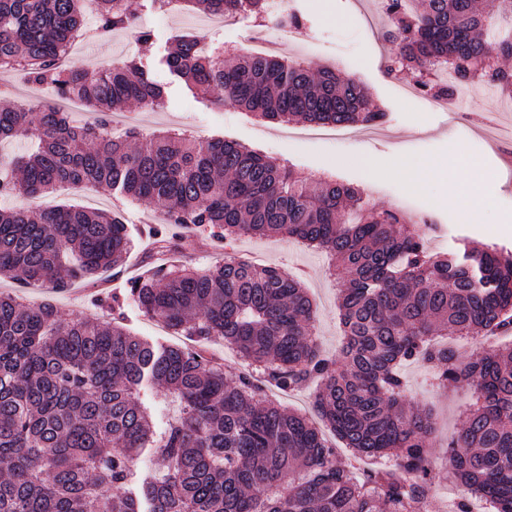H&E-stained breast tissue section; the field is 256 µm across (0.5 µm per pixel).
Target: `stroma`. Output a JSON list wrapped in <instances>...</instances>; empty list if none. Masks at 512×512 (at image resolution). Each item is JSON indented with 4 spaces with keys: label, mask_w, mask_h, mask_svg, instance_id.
Returning <instances> with one entry per match:
<instances>
[{
    "label": "stroma",
    "mask_w": 512,
    "mask_h": 512,
    "mask_svg": "<svg viewBox=\"0 0 512 512\" xmlns=\"http://www.w3.org/2000/svg\"><path fill=\"white\" fill-rule=\"evenodd\" d=\"M376 0H296L307 20L301 28L299 43L283 48L290 59L299 58L306 44L320 48L319 63L336 70L342 77L360 84L376 109L385 112L377 125L356 126L357 139L351 144L338 143L334 136L316 132L306 123H271L256 118L236 105L212 104L193 94L184 81L172 76L164 59L172 48L175 34L185 33L205 41L245 44L250 22L231 28L205 25L200 12H184L161 16L150 0H130V9L141 27L153 34V46L142 57L150 78L165 92L164 105L145 112L128 104L124 113L131 115L139 130L152 133L161 129H188L200 142L226 139L243 144L262 155L291 166L309 183L333 176L360 188L369 208L376 211L400 210L411 216L428 215L439 224L452 227L447 242L438 250L462 244L498 247L512 250V168H505L501 157L512 151V141L490 143L491 135L512 131V111H503L499 92L482 85H472L460 107V117L430 109L424 101H408L400 96L402 85L411 83L410 74L388 77L384 71L390 47L382 38L384 18L375 14ZM121 32L96 34L81 44L75 55L77 66L93 69L125 60L133 54ZM397 154L409 162L434 160L442 164L440 174L428 183L414 187L401 175L378 176L365 163L368 155ZM478 165L490 185L472 215H463L447 201L449 182L469 188L468 165ZM117 200L106 187H65L41 199V206L79 204L90 209L110 210ZM135 246L125 270L128 276L140 275L152 260L151 222L159 218V210L141 202L123 213ZM182 261L205 267L223 261L225 251L261 264L280 267L301 280L314 309V333L321 347L336 353L341 344L337 293L340 279L326 254L310 250L302 244L279 235L263 238L244 237L224 248L207 235L198 234L178 242ZM112 273L102 280L77 285L69 292L48 296L40 288H19L12 280L0 277V292H17L33 299H51L63 318H96L99 308L91 306L100 281H112ZM407 398L417 406L432 408L436 416L434 450L431 469L437 478L430 494L429 512H450L453 504L467 495L466 489L444 480L449 468L448 443L460 432L466 411L474 402L467 387L440 388L429 367L421 362L404 366Z\"/></svg>",
    "instance_id": "35a3bbf8"
}]
</instances>
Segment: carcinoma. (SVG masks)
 Listing matches in <instances>:
<instances>
[{"instance_id": "carcinoma-1", "label": "carcinoma", "mask_w": 512, "mask_h": 512, "mask_svg": "<svg viewBox=\"0 0 512 512\" xmlns=\"http://www.w3.org/2000/svg\"><path fill=\"white\" fill-rule=\"evenodd\" d=\"M189 11L269 17L267 0H181ZM388 0L387 72L423 77L437 64L454 81L512 92V0ZM92 14L103 33L137 32L125 0H0V69L77 98L96 113L75 124L48 104L0 108V141L37 149L0 156V198H37L64 185L106 186L126 203L159 206L161 223L204 228L220 241L277 234L318 249L345 274L338 293L343 342L326 355L312 337L305 288L277 266L229 256L206 269L166 263L95 306L131 303L184 336L217 339L247 370L227 378L202 352L134 336L113 320L61 318L46 301L0 292V512H427L432 412L405 395L401 366L421 361L438 385H467L476 401L448 444V479L495 512H512V348L470 359L437 341L442 330L484 336L512 329V253L465 246L429 252L398 212H376L334 178L311 191L290 167L239 143L182 132L120 137L112 109H158L163 88L142 57L93 72L58 65L68 38ZM168 70L214 101L269 122L368 125L385 118L363 88L335 70L271 54L224 60V48L179 36ZM134 246L121 209L0 207V276L63 292L120 267ZM320 382L314 409L358 458L392 468L358 475L321 429L269 399L266 388ZM167 391L177 415L161 432L139 389ZM152 449V473L132 461Z\"/></svg>"}]
</instances>
